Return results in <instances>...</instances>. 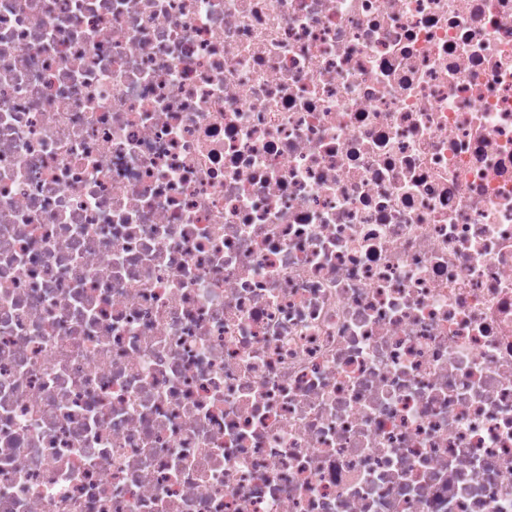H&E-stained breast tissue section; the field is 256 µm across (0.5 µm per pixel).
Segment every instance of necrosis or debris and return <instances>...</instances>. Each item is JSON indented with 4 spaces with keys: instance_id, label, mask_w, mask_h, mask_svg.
I'll return each instance as SVG.
<instances>
[{
    "instance_id": "obj_1",
    "label": "necrosis or debris",
    "mask_w": 512,
    "mask_h": 512,
    "mask_svg": "<svg viewBox=\"0 0 512 512\" xmlns=\"http://www.w3.org/2000/svg\"><path fill=\"white\" fill-rule=\"evenodd\" d=\"M0 512H512V0H0Z\"/></svg>"
}]
</instances>
